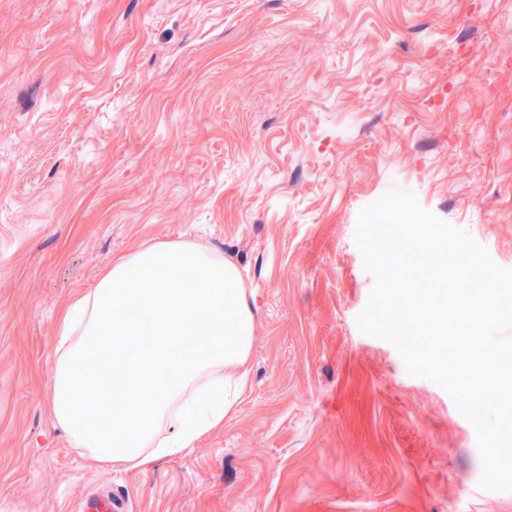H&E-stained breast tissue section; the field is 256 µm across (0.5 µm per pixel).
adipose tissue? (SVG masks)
I'll return each instance as SVG.
<instances>
[{
    "instance_id": "obj_1",
    "label": "adipose tissue",
    "mask_w": 512,
    "mask_h": 512,
    "mask_svg": "<svg viewBox=\"0 0 512 512\" xmlns=\"http://www.w3.org/2000/svg\"><path fill=\"white\" fill-rule=\"evenodd\" d=\"M49 399L98 465L147 471L219 428L247 382L255 315L236 266L191 241L112 260L59 319ZM150 387L141 409L135 394Z\"/></svg>"
}]
</instances>
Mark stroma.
Returning <instances> with one entry per match:
<instances>
[{"instance_id":"obj_1","label":"stroma","mask_w":512,"mask_h":512,"mask_svg":"<svg viewBox=\"0 0 512 512\" xmlns=\"http://www.w3.org/2000/svg\"><path fill=\"white\" fill-rule=\"evenodd\" d=\"M392 190L512 269V0H0V506L512 512L472 424L356 317ZM188 240L241 272L250 383L148 472L52 413L62 307ZM78 509L81 512H120L126 509V502L112 499V495L107 493L86 499Z\"/></svg>"}]
</instances>
